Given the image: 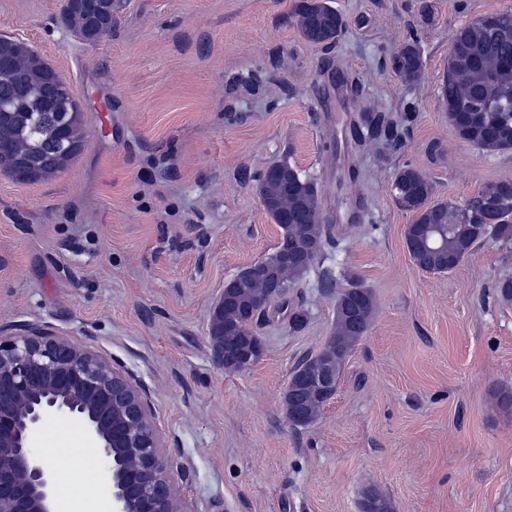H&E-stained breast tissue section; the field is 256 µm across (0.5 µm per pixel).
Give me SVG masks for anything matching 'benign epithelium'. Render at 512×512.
Returning <instances> with one entry per match:
<instances>
[{
  "label": "benign epithelium",
  "mask_w": 512,
  "mask_h": 512,
  "mask_svg": "<svg viewBox=\"0 0 512 512\" xmlns=\"http://www.w3.org/2000/svg\"><path fill=\"white\" fill-rule=\"evenodd\" d=\"M304 251L299 238L283 242L245 271L260 278L268 266ZM209 326L217 368L233 362L244 370L263 355L262 343L251 357L224 345L214 310ZM311 382L324 401L336 395L335 379L325 370H315ZM50 415L82 422L105 464L112 512H194L171 491L174 480L185 479L187 472L165 452L146 388L100 348L38 327L0 331V512H53L55 472L28 445Z\"/></svg>",
  "instance_id": "1"
}]
</instances>
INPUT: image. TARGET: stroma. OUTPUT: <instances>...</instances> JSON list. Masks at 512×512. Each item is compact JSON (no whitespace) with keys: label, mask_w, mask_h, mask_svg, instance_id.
<instances>
[{"label":"stroma","mask_w":512,"mask_h":512,"mask_svg":"<svg viewBox=\"0 0 512 512\" xmlns=\"http://www.w3.org/2000/svg\"><path fill=\"white\" fill-rule=\"evenodd\" d=\"M297 0H126L92 46L65 29L62 0H0V36L28 43L73 88L86 138L65 169L32 183L0 172V329L40 326L101 348L148 390L168 452L190 473L175 495L195 512H360L364 490L394 512H512V308L496 295L512 246L488 240L453 271L418 268L392 183L411 164L433 201L461 202L512 179V151L460 140L440 97L455 32L512 0H335L346 31L303 43ZM417 36L420 79L388 57ZM357 78L367 110L411 113L397 148L347 169L353 111L331 83ZM111 96L102 134L83 91ZM288 160L322 186L339 229L335 269L376 299L367 334L312 425L292 426L295 363L326 340L333 305L313 287L301 332L264 329L263 356L235 373L207 343L226 279L271 252L279 228L253 176ZM371 210L377 229L357 222ZM59 486L111 498L97 455Z\"/></svg>","instance_id":"obj_1"}]
</instances>
